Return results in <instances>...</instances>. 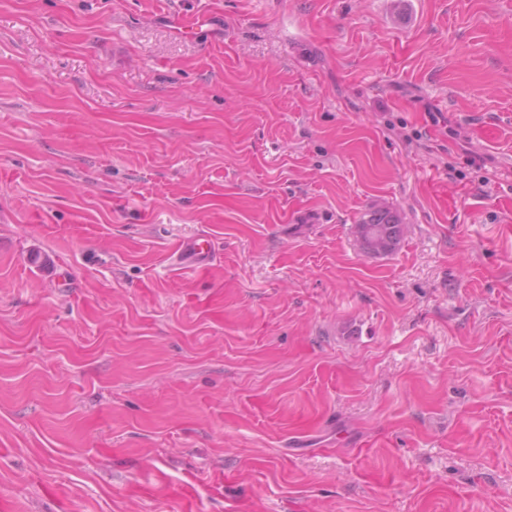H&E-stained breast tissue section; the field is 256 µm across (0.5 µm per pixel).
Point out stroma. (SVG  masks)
Returning <instances> with one entry per match:
<instances>
[{
	"label": "stroma",
	"mask_w": 512,
	"mask_h": 512,
	"mask_svg": "<svg viewBox=\"0 0 512 512\" xmlns=\"http://www.w3.org/2000/svg\"><path fill=\"white\" fill-rule=\"evenodd\" d=\"M0 512H512V12L0 0ZM357 235L360 237L361 250L364 253L387 254L397 246L402 236V224L393 213L379 211L357 224ZM182 262L189 266L205 267L213 258V252L205 237L197 236L187 239L178 250Z\"/></svg>",
	"instance_id": "stroma-1"
}]
</instances>
